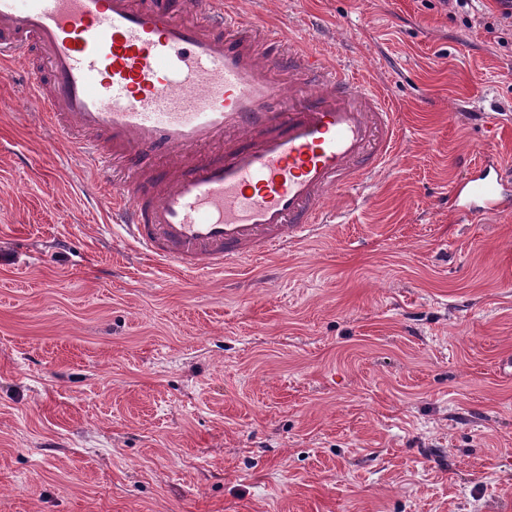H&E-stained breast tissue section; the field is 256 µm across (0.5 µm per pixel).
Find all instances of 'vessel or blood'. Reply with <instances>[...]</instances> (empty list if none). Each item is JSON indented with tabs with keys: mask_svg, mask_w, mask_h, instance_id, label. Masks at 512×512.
I'll return each instance as SVG.
<instances>
[{
	"mask_svg": "<svg viewBox=\"0 0 512 512\" xmlns=\"http://www.w3.org/2000/svg\"><path fill=\"white\" fill-rule=\"evenodd\" d=\"M238 2L0 0V64L27 51L38 114L87 149L112 225L188 273L305 242L399 152L383 91ZM448 202L467 220L512 209V175L488 157Z\"/></svg>",
	"mask_w": 512,
	"mask_h": 512,
	"instance_id": "obj_1",
	"label": "vessel or blood"
}]
</instances>
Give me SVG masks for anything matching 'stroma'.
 Masks as SVG:
<instances>
[{
    "instance_id": "obj_1",
    "label": "stroma",
    "mask_w": 512,
    "mask_h": 512,
    "mask_svg": "<svg viewBox=\"0 0 512 512\" xmlns=\"http://www.w3.org/2000/svg\"><path fill=\"white\" fill-rule=\"evenodd\" d=\"M389 87L393 172L322 237L183 274L114 235L79 148L0 76V512L512 508V170L496 0H241ZM448 203L467 220L512 208V176L495 156H489L477 175H469L452 187Z\"/></svg>"
}]
</instances>
